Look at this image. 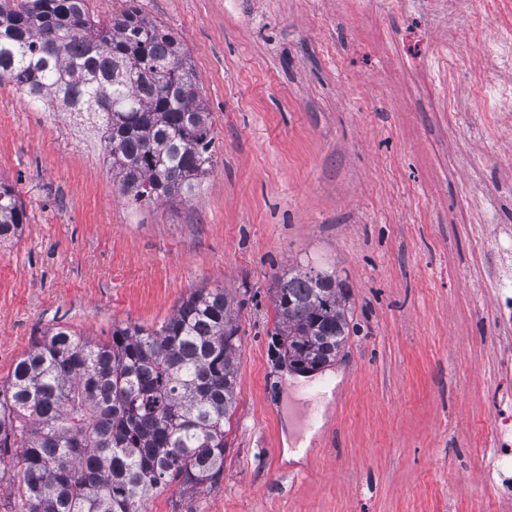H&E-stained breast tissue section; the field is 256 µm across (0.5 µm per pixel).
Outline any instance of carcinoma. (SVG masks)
Instances as JSON below:
<instances>
[{"instance_id": "carcinoma-1", "label": "carcinoma", "mask_w": 512, "mask_h": 512, "mask_svg": "<svg viewBox=\"0 0 512 512\" xmlns=\"http://www.w3.org/2000/svg\"><path fill=\"white\" fill-rule=\"evenodd\" d=\"M98 121L112 177L141 201L196 196L210 162L209 113L179 40L135 6L100 18L90 0H12L0 10V78ZM26 213L0 182V240ZM349 289L336 271H296L273 292L282 357L317 371L349 336ZM234 298L199 288L157 329L112 327L95 344L46 333L0 387V463H13L3 512H145L173 483L224 475L235 408Z\"/></svg>"}]
</instances>
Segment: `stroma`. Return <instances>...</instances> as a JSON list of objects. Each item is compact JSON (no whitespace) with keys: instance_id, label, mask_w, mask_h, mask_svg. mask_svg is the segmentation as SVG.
<instances>
[{"instance_id":"35a3bbf8","label":"stroma","mask_w":512,"mask_h":512,"mask_svg":"<svg viewBox=\"0 0 512 512\" xmlns=\"http://www.w3.org/2000/svg\"><path fill=\"white\" fill-rule=\"evenodd\" d=\"M132 5L191 59L209 170L193 199L134 202L96 125L0 80V181L26 212L0 243V384L48 328L104 342L223 289L239 339L224 475L158 492L147 512H502L483 456L512 390V323L491 286L512 232V102L482 109L470 82L512 70L453 32L512 30V0L466 14L446 0L91 2ZM309 268L350 289V336L321 386L282 365L272 335L276 276ZM308 432L285 459L284 438Z\"/></svg>"}]
</instances>
